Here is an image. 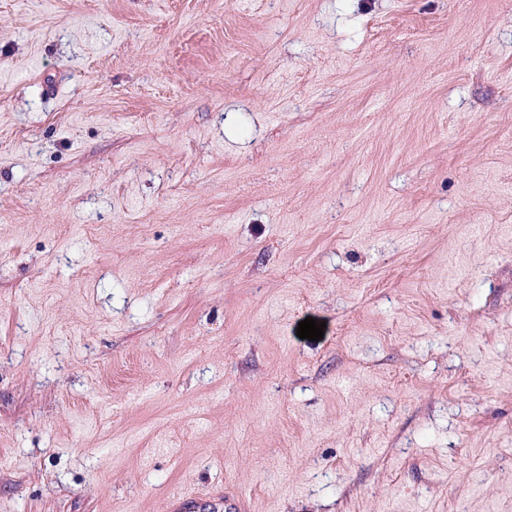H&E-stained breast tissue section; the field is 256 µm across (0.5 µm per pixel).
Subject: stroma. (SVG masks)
Instances as JSON below:
<instances>
[{
  "instance_id": "stroma-1",
  "label": "stroma",
  "mask_w": 512,
  "mask_h": 512,
  "mask_svg": "<svg viewBox=\"0 0 512 512\" xmlns=\"http://www.w3.org/2000/svg\"><path fill=\"white\" fill-rule=\"evenodd\" d=\"M189 493L512 512V0H0V512Z\"/></svg>"
}]
</instances>
